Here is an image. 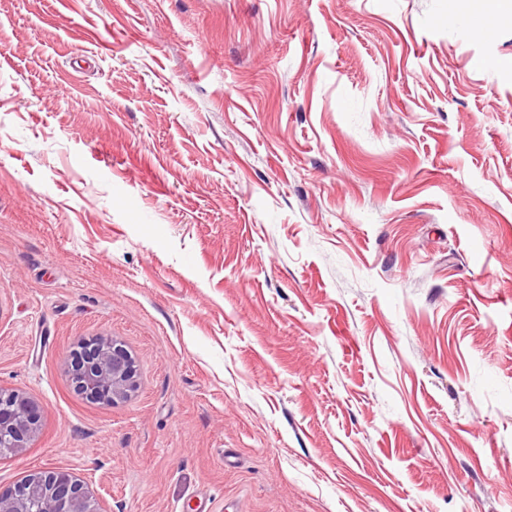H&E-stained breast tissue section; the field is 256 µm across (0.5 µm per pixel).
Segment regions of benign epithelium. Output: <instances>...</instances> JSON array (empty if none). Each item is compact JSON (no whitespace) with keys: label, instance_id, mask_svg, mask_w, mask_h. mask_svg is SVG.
<instances>
[{"label":"benign epithelium","instance_id":"7a95c632","mask_svg":"<svg viewBox=\"0 0 512 512\" xmlns=\"http://www.w3.org/2000/svg\"><path fill=\"white\" fill-rule=\"evenodd\" d=\"M77 391L102 405L127 400L137 389V366L121 343L99 336L70 355ZM41 410L32 398L0 389V455L18 452L37 434ZM0 512H103L100 499L73 473L38 471L0 493Z\"/></svg>","mask_w":512,"mask_h":512}]
</instances>
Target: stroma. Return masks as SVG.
<instances>
[{
    "label": "stroma",
    "instance_id": "obj_1",
    "mask_svg": "<svg viewBox=\"0 0 512 512\" xmlns=\"http://www.w3.org/2000/svg\"><path fill=\"white\" fill-rule=\"evenodd\" d=\"M449 4L0 0V491L512 512V22ZM69 366L77 391L102 405L127 400L138 386L133 356L109 336L81 341ZM41 410L32 398L0 389V455L27 448L40 426Z\"/></svg>",
    "mask_w": 512,
    "mask_h": 512
}]
</instances>
